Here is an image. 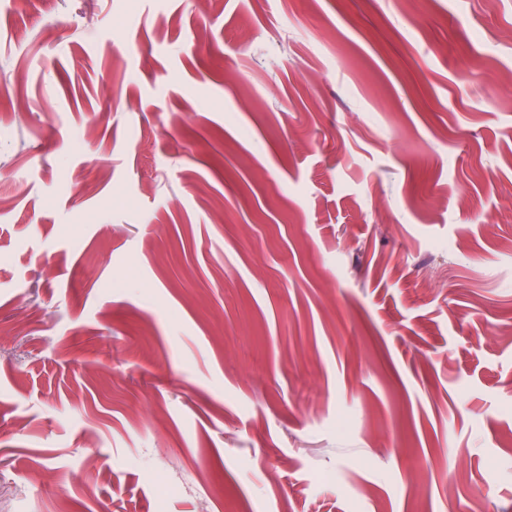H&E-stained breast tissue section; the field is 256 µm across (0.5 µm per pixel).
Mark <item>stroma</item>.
I'll list each match as a JSON object with an SVG mask.
<instances>
[{
  "label": "stroma",
  "mask_w": 512,
  "mask_h": 512,
  "mask_svg": "<svg viewBox=\"0 0 512 512\" xmlns=\"http://www.w3.org/2000/svg\"><path fill=\"white\" fill-rule=\"evenodd\" d=\"M422 487L512 512V0H0L9 512Z\"/></svg>",
  "instance_id": "stroma-1"
}]
</instances>
